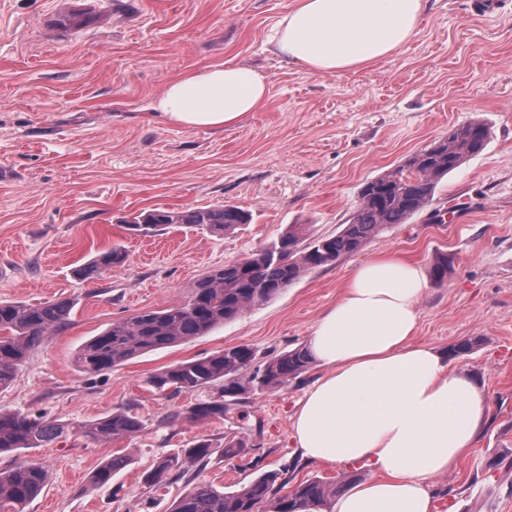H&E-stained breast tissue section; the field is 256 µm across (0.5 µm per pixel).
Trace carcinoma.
<instances>
[{"instance_id": "obj_1", "label": "carcinoma", "mask_w": 512, "mask_h": 512, "mask_svg": "<svg viewBox=\"0 0 512 512\" xmlns=\"http://www.w3.org/2000/svg\"><path fill=\"white\" fill-rule=\"evenodd\" d=\"M491 128L474 119L448 130V136L419 150L403 164L365 182L350 222L333 235L307 240L300 224H290L274 241L256 252L249 262H236L212 269L196 284L180 305L136 313L118 320L87 342L78 354V364L87 373H102L150 351L204 336L214 328L264 303L306 272L329 265L360 251L390 224H404L432 201L439 182L486 147ZM251 215L230 204L209 208L152 210L126 221V230L150 236L168 226L205 227L221 234L250 222ZM126 261L122 248L100 251L78 269L85 280H94ZM453 259L437 256L430 266L436 284L448 280ZM74 302L58 299L41 303L0 301V389L9 386L28 353L46 336L64 327ZM312 363L305 347L267 360L256 361L246 345L226 348L193 361L181 362L151 376L149 383L172 394L207 392L206 398L188 410L195 422L222 420L242 396L282 387L297 378ZM143 428L139 417L127 409L87 421L78 428L84 438L105 445L114 438L133 435ZM70 425L57 419L0 410V454L42 448L69 435ZM248 446L230 438L219 448L209 439L199 440L183 453L160 457L144 475L146 484L159 489L185 477L186 466L207 465L213 456L234 459L246 455ZM129 458L114 456L96 472L92 486L107 484ZM50 480L46 465L21 461L0 469V512H24ZM282 471H270L241 490L225 493L199 484L184 493L171 512H333L336 485L321 478L307 479L289 493Z\"/></svg>"}]
</instances>
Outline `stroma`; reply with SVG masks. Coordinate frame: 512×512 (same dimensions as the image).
Listing matches in <instances>:
<instances>
[{
  "instance_id": "1",
  "label": "stroma",
  "mask_w": 512,
  "mask_h": 512,
  "mask_svg": "<svg viewBox=\"0 0 512 512\" xmlns=\"http://www.w3.org/2000/svg\"><path fill=\"white\" fill-rule=\"evenodd\" d=\"M295 0H0V300L75 302L69 324L34 348L0 409L78 425L130 409L143 422L102 446L71 435L0 454V469L35 460L50 480L26 512H171L191 482L149 489L156 458L200 439L243 438L245 457H217L193 482L235 491L288 469L290 485L334 481L366 463L303 462L293 416L311 364L288 385L246 395L242 417L192 422L198 394L156 391L149 377L237 345L257 360L307 345L352 270L394 251L429 267L453 258L444 284L418 304V342L448 352L485 391L486 423L455 469L434 477L438 512H512V0H431L420 32L369 69L318 76L274 54L268 35ZM232 60L270 79L266 105L221 131L185 130L152 114L163 84L192 67ZM480 118L486 148L439 184L430 206L361 251L309 271L270 301L207 335L83 372L82 344L113 321L181 304L206 272L242 260L302 224L311 237L348 223L361 185ZM228 203L252 220L216 235L172 227L143 237L124 222L153 209ZM121 246L123 267L96 280L75 271ZM129 465L91 489L108 458Z\"/></svg>"
}]
</instances>
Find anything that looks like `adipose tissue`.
Here are the masks:
<instances>
[{
  "mask_svg": "<svg viewBox=\"0 0 512 512\" xmlns=\"http://www.w3.org/2000/svg\"><path fill=\"white\" fill-rule=\"evenodd\" d=\"M428 0H296L268 41L313 75L360 71L418 33ZM270 81L234 62L190 68L167 81L150 109L184 129L221 130L260 111ZM429 283L399 253L357 266L316 322L309 341L323 369L300 401L292 438L316 463L366 461L371 480L338 496L334 512H436L431 478L455 468L485 418L480 386L414 343Z\"/></svg>",
  "mask_w": 512,
  "mask_h": 512,
  "instance_id": "1",
  "label": "adipose tissue"
}]
</instances>
